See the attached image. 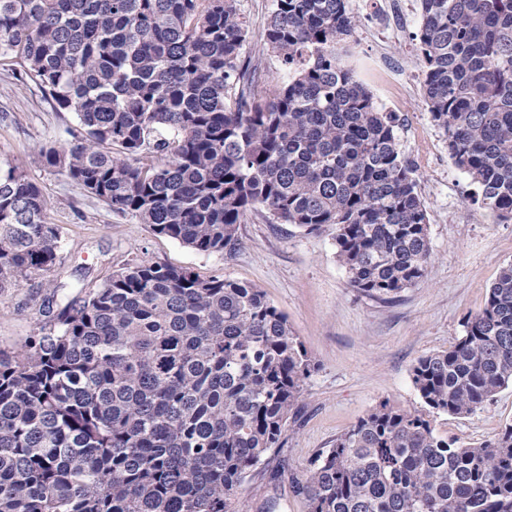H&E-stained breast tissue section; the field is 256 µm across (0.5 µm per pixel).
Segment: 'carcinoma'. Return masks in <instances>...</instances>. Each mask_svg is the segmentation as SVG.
Segmentation results:
<instances>
[{
    "mask_svg": "<svg viewBox=\"0 0 512 512\" xmlns=\"http://www.w3.org/2000/svg\"><path fill=\"white\" fill-rule=\"evenodd\" d=\"M419 2L427 110L511 221L512 0ZM355 24L346 0H273L287 76L260 88L237 0H0V62L76 114L41 155L112 212L204 254L257 207L329 227L350 285L389 300L428 274V218L399 115L344 62ZM47 207L0 160V292L56 267ZM462 327L412 368L425 411L383 402L288 476L309 512H512V423L476 445L433 424L512 386V263ZM314 369L261 289L129 262L0 349V512H234Z\"/></svg>",
    "mask_w": 512,
    "mask_h": 512,
    "instance_id": "1",
    "label": "carcinoma"
}]
</instances>
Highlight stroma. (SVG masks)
Here are the masks:
<instances>
[{
	"instance_id": "obj_1",
	"label": "stroma",
	"mask_w": 512,
	"mask_h": 512,
	"mask_svg": "<svg viewBox=\"0 0 512 512\" xmlns=\"http://www.w3.org/2000/svg\"><path fill=\"white\" fill-rule=\"evenodd\" d=\"M348 0L356 25L348 64L377 103L399 113V140L415 167L431 240L428 276L392 301L358 294L336 255L330 233L308 234L270 223L266 211L247 215L241 245L224 254H200L154 235L129 215L112 212L39 154L70 140L74 113L56 111L38 85L21 82L0 64V159L19 162L48 195L47 220L62 225V260L46 288L35 277L0 293V348L19 347L58 314L81 288L101 283L128 262H159L198 277H227L260 288L288 322L315 364L304 385L300 412L271 466L302 474L308 461L381 401L423 410L411 369L418 359L448 349L462 321L485 303L501 268L512 262V221L498 220L474 199L475 187L448 156L423 97L416 51L419 0ZM250 39L246 53L261 64L267 84L281 81V62L264 44L272 0H238ZM512 423V387L466 417L441 415L439 432L461 443L494 438ZM237 512H309L287 480L254 477L242 487Z\"/></svg>"
}]
</instances>
